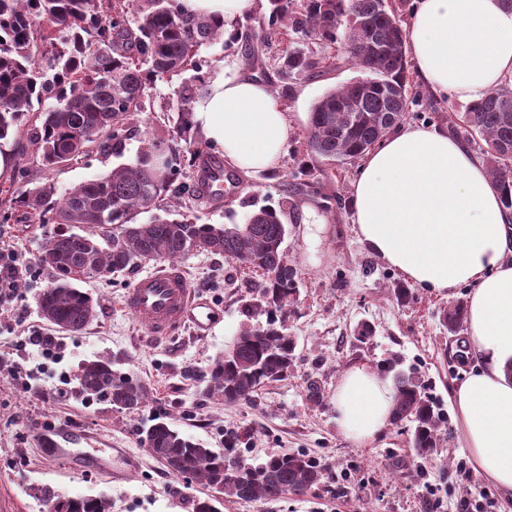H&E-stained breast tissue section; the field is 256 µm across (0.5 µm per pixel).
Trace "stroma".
<instances>
[{
    "instance_id": "35a3bbf8",
    "label": "stroma",
    "mask_w": 512,
    "mask_h": 512,
    "mask_svg": "<svg viewBox=\"0 0 512 512\" xmlns=\"http://www.w3.org/2000/svg\"><path fill=\"white\" fill-rule=\"evenodd\" d=\"M258 53L244 43L225 47L217 41L201 47L211 75L223 65L237 64L241 73L266 84L282 86L280 57L286 37L267 39L255 31ZM319 73L293 79L292 98L281 99L294 128L279 170L249 175L232 165L225 174L234 180L233 193L217 201L190 202L201 224H241L262 206L280 209L287 228L282 247L297 272L300 295L286 331L295 342L293 365L283 380L263 385L251 400L227 403L207 390V374L239 331L255 326L243 303L260 270L208 252L183 260L184 274L215 318L210 330L195 335L192 326L176 334L149 339L124 307L123 296L155 264L138 265L85 283L96 302L94 319L75 335L55 332L37 312L36 297L50 275L37 264L49 227L45 224H0V254L20 270V284L0 302V512H45L33 497L47 487L68 497L106 496L112 512H192L190 497L205 495L200 483L184 486L158 463L140 441L139 428L161 418L204 447L224 449L226 430H238L244 453L253 463L274 455L303 452L318 460L323 476L315 490L300 497L241 502L225 500L222 512H477L489 498V512H512V498L475 476L468 448L458 436L443 440L431 459L417 458L411 422L391 424L374 441L357 445L336 425V386L356 365H369L388 378L404 373L423 384L440 408L446 427H453L451 399L471 366L464 346L465 331L448 332L442 312L455 300H467L472 288L448 291L409 282L396 268L370 252L360 241L350 217V195L360 161L329 166L306 150L305 132L313 103L330 87L358 78V69L338 59L334 47L313 48ZM419 104L406 118L410 125L446 126L448 115L463 111L453 96L422 89ZM167 120L166 113L146 111L122 157L94 154L50 171L42 170L24 152L19 137L0 141L15 168H27L30 179L51 182L57 191L132 164L148 135ZM312 171V189L285 202L279 183L298 165ZM410 290L400 300L397 288ZM374 334L359 342L360 324ZM35 336L53 339L50 352L32 345ZM104 357L117 369L134 373L149 391L148 403L130 413L105 401L84 398L75 378L78 365ZM193 378H186V371ZM319 382L324 399L314 405L308 382ZM73 431L99 448H125L140 466L125 481L87 472L44 456L33 436L37 427Z\"/></svg>"
}]
</instances>
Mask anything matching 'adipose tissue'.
Instances as JSON below:
<instances>
[{
	"mask_svg": "<svg viewBox=\"0 0 512 512\" xmlns=\"http://www.w3.org/2000/svg\"><path fill=\"white\" fill-rule=\"evenodd\" d=\"M407 40L422 84L465 103L512 78V11L502 0H416ZM222 21L233 42L256 0H182ZM192 119L210 144L249 174L278 168L291 123L269 88L232 68L210 82ZM361 241L418 284L473 290L467 354L476 366L455 388L458 429L476 471L512 496V209L482 159L447 131L399 127L366 154L350 198ZM395 391L356 366L336 389V424L357 444L392 422Z\"/></svg>",
	"mask_w": 512,
	"mask_h": 512,
	"instance_id": "obj_1",
	"label": "adipose tissue"
}]
</instances>
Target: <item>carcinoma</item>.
<instances>
[{
    "label": "carcinoma",
    "mask_w": 512,
    "mask_h": 512,
    "mask_svg": "<svg viewBox=\"0 0 512 512\" xmlns=\"http://www.w3.org/2000/svg\"><path fill=\"white\" fill-rule=\"evenodd\" d=\"M409 0H271L258 19L268 33L294 34L337 46L348 63L367 74L328 89L312 106L307 151L330 164L366 153L400 125L418 102L406 55L394 48L405 32L401 11ZM224 37V23L186 12L179 0H0V140L21 134L45 171L96 153L122 156L131 121L145 111L159 79L189 71L176 100L167 105L173 126L144 142L133 164L83 180L63 193L34 184L19 171L15 189L0 200L1 224H53L38 256L51 273L38 297L43 319L76 334L95 317L91 293L80 287L102 270L113 273L149 261L185 259L195 252L221 254L263 271L245 310L265 322L245 329L228 358H217L208 390L227 402L249 401L264 384L284 377L293 362V340L283 323L299 297L294 268L282 249L285 226L273 208H260L242 224H199L189 216H137L197 189L204 157L192 121L193 104L207 88L209 72L199 50ZM283 79L311 73L320 61L294 46L285 51ZM55 100L48 105L46 101ZM448 131L481 146L489 175L512 206V80H505L465 111L448 115ZM303 166L281 182L287 197L309 185ZM451 332L465 322V305L454 301L444 314ZM80 393L127 409L148 399L134 376L104 360L86 361L76 373ZM410 377L396 383L393 422L414 423L417 457L430 456L443 420ZM153 457L176 479L187 476L244 502L278 500L318 486L320 464L305 453L250 465L244 480L225 462L242 455L237 434L224 432V452L202 447L163 421L145 430ZM46 512H109L103 497H61L40 490ZM212 495L192 497V512H220Z\"/></svg>",
    "instance_id": "cac0c4a2"
}]
</instances>
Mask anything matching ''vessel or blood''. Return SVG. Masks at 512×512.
Returning a JSON list of instances; mask_svg holds the SVG:
<instances>
[{"label":"vessel or blood","mask_w":512,"mask_h":512,"mask_svg":"<svg viewBox=\"0 0 512 512\" xmlns=\"http://www.w3.org/2000/svg\"><path fill=\"white\" fill-rule=\"evenodd\" d=\"M126 307L138 323L154 337L177 332L185 323H193L197 334H205L212 325L213 310H202L200 301L181 267L171 265L140 278L124 297ZM37 437L45 446L46 457L79 467L109 472L120 482L138 467L137 458L124 448L69 449L72 435L43 428Z\"/></svg>","instance_id":"obj_1"}]
</instances>
